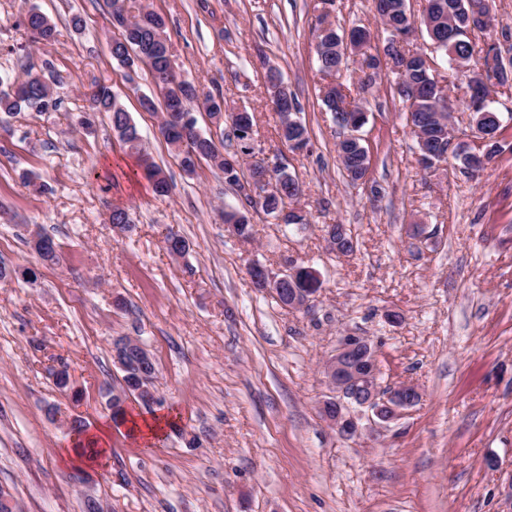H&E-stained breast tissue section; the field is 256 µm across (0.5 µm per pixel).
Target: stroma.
Listing matches in <instances>:
<instances>
[{
    "mask_svg": "<svg viewBox=\"0 0 512 512\" xmlns=\"http://www.w3.org/2000/svg\"><path fill=\"white\" fill-rule=\"evenodd\" d=\"M146 2L167 21L177 73L253 113L255 147L297 176L307 221L257 211L252 243L225 231L222 210L240 198L219 171L204 163L187 175L169 152L139 104L155 93L149 71L111 56L108 0H0V81L32 70L61 101L51 114H0V266L36 273L0 280V486L20 512H82L88 494L105 512H512V97H495L501 148L484 172L470 177L454 159L425 170L397 77L383 73L360 95L371 168L354 185L336 157L343 131L318 96L322 0ZM33 6L55 24L54 41L33 43L21 25ZM331 18L367 28L372 50L386 43L372 0H336ZM271 68L299 99L303 151L278 138ZM99 84L130 112L167 195L105 113L92 130L78 126ZM25 173L47 194L26 188ZM116 205L130 209L131 232L106 223ZM337 223L354 254L329 251ZM32 228L59 244L57 264L31 250ZM171 230L190 245L183 259L164 247ZM290 260L321 275L308 308L281 306L249 275L253 262L276 271ZM346 335L370 339L381 387L420 392L385 426L352 408L362 433L350 439L320 412L333 395L324 364ZM121 336L150 351L159 407L176 418L156 448L107 406ZM61 362L72 389L53 382ZM72 417L110 431L92 464L69 456L76 436L61 422Z\"/></svg>",
    "mask_w": 512,
    "mask_h": 512,
    "instance_id": "1",
    "label": "stroma"
}]
</instances>
